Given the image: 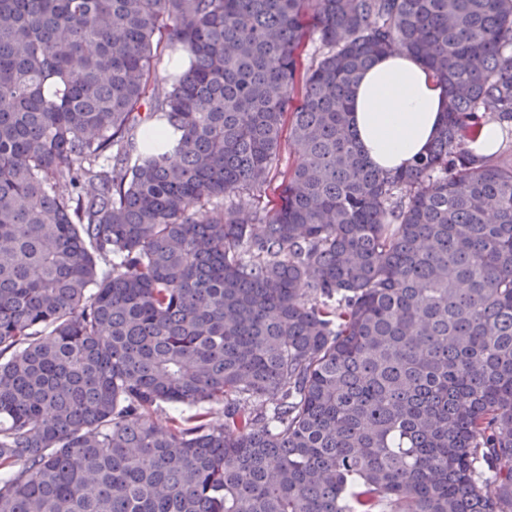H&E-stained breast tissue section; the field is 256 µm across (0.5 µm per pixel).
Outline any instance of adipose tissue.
I'll return each mask as SVG.
<instances>
[{"instance_id": "obj_1", "label": "adipose tissue", "mask_w": 512, "mask_h": 512, "mask_svg": "<svg viewBox=\"0 0 512 512\" xmlns=\"http://www.w3.org/2000/svg\"><path fill=\"white\" fill-rule=\"evenodd\" d=\"M446 103L419 61L397 51L382 55L353 91L352 122L370 165L382 172L411 166L433 141Z\"/></svg>"}]
</instances>
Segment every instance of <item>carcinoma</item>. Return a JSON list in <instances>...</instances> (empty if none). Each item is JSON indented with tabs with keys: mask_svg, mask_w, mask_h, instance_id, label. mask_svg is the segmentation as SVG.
<instances>
[{
	"mask_svg": "<svg viewBox=\"0 0 512 512\" xmlns=\"http://www.w3.org/2000/svg\"><path fill=\"white\" fill-rule=\"evenodd\" d=\"M395 50L448 108L381 173L351 93ZM487 113L512 0H0V512H512ZM507 136L505 125L498 121H484L468 139V147L484 157H492Z\"/></svg>",
	"mask_w": 512,
	"mask_h": 512,
	"instance_id": "cac0c4a2",
	"label": "carcinoma"
}]
</instances>
